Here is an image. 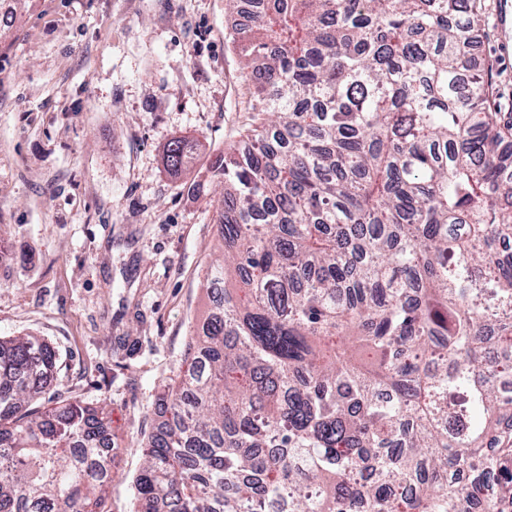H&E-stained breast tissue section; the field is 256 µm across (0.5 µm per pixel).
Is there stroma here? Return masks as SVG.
I'll use <instances>...</instances> for the list:
<instances>
[{
    "mask_svg": "<svg viewBox=\"0 0 512 512\" xmlns=\"http://www.w3.org/2000/svg\"><path fill=\"white\" fill-rule=\"evenodd\" d=\"M481 0L477 66L512 123V51ZM225 0H0V337L31 333L57 366L36 407L76 401L109 421L104 512H133L142 447L166 383L211 309L224 184L255 82ZM194 147L172 172L170 141Z\"/></svg>",
    "mask_w": 512,
    "mask_h": 512,
    "instance_id": "obj_1",
    "label": "stroma"
}]
</instances>
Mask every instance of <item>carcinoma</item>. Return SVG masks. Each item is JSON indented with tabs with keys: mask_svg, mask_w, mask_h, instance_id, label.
<instances>
[{
	"mask_svg": "<svg viewBox=\"0 0 512 512\" xmlns=\"http://www.w3.org/2000/svg\"><path fill=\"white\" fill-rule=\"evenodd\" d=\"M480 0H263L209 317L135 512H512V133L473 66ZM172 141L167 167L187 163ZM0 338V512H102L117 449Z\"/></svg>",
	"mask_w": 512,
	"mask_h": 512,
	"instance_id": "carcinoma-1",
	"label": "carcinoma"
}]
</instances>
